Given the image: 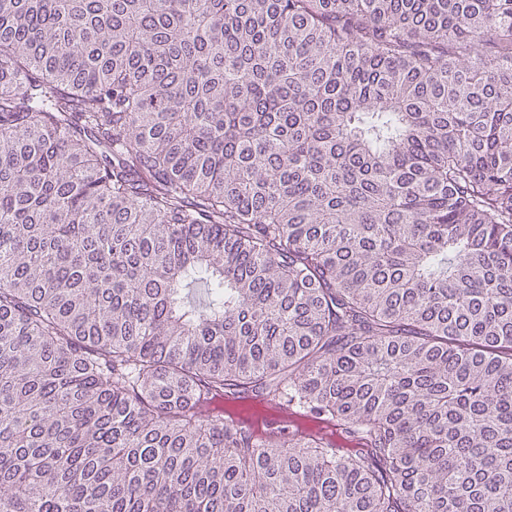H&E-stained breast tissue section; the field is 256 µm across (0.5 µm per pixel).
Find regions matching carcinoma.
Here are the masks:
<instances>
[{"label": "carcinoma", "instance_id": "1", "mask_svg": "<svg viewBox=\"0 0 512 512\" xmlns=\"http://www.w3.org/2000/svg\"><path fill=\"white\" fill-rule=\"evenodd\" d=\"M0 512H512V0H0Z\"/></svg>", "mask_w": 512, "mask_h": 512}]
</instances>
